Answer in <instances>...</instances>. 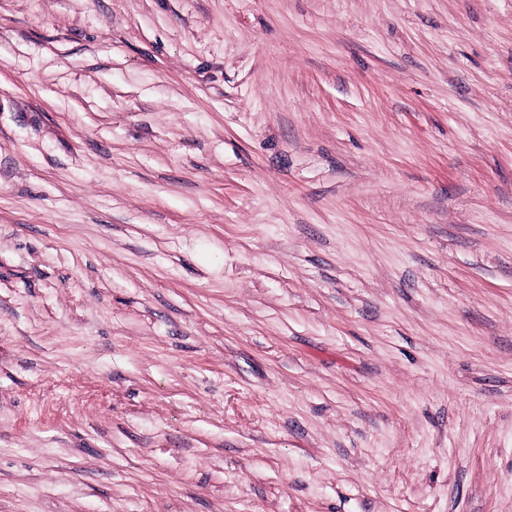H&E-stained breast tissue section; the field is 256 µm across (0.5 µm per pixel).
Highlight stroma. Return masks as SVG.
Segmentation results:
<instances>
[{
	"label": "stroma",
	"instance_id": "35a3bbf8",
	"mask_svg": "<svg viewBox=\"0 0 512 512\" xmlns=\"http://www.w3.org/2000/svg\"><path fill=\"white\" fill-rule=\"evenodd\" d=\"M0 512H512V0H0Z\"/></svg>",
	"mask_w": 512,
	"mask_h": 512
}]
</instances>
